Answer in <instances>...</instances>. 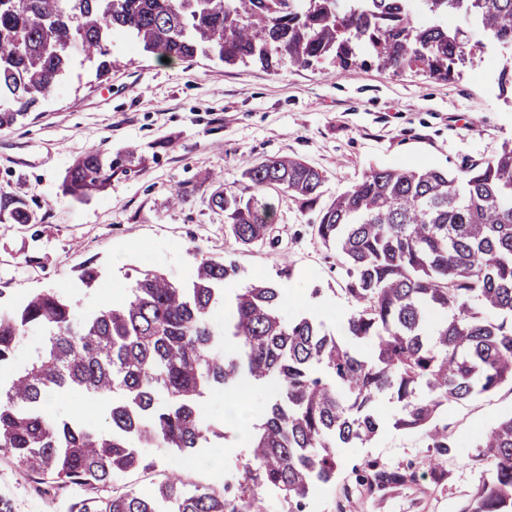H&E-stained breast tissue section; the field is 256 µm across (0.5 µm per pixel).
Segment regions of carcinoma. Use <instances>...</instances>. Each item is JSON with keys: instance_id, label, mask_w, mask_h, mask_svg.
<instances>
[{"instance_id": "obj_1", "label": "carcinoma", "mask_w": 512, "mask_h": 512, "mask_svg": "<svg viewBox=\"0 0 512 512\" xmlns=\"http://www.w3.org/2000/svg\"><path fill=\"white\" fill-rule=\"evenodd\" d=\"M363 2L0 0V128L37 108L77 62L108 75L115 33L160 61L204 55L269 72L286 61L331 62L434 80L473 67L489 39L509 51L498 85L512 86V0H421L429 23L412 20L396 0ZM450 16L477 26L451 29ZM135 163L134 145L116 155L88 150L67 168L63 193L78 201L102 194ZM243 178L247 197L213 177L208 207L244 246L276 239L269 195L307 211L324 193L322 173L298 158H264ZM313 231L346 268L354 311L341 335L311 316L283 320L281 288L257 281L235 295L228 327L241 349L224 356L211 315L239 269L222 259L201 260L185 285L146 271L124 299L81 315L53 289L0 302V368L29 330L44 336L37 359L0 386V456L37 476L44 494L81 490L70 512H259L256 489L268 485L283 491L288 512H303L317 488L336 481V449L379 433L374 402L384 392L402 404L395 428L425 430L431 447L448 451L439 414L512 384V143L451 172L372 167L319 208ZM356 342L373 355H361ZM244 378L273 380L279 392L234 497L188 490L178 470L149 493H107L114 475L152 467L140 449L187 458L218 435L199 398L238 389ZM58 391L110 402L109 429L48 414L45 401ZM479 447L491 467L460 512H512V415Z\"/></svg>"}]
</instances>
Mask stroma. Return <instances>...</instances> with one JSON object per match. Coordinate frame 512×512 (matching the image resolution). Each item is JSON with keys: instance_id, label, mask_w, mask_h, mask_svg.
<instances>
[{"instance_id": "obj_1", "label": "stroma", "mask_w": 512, "mask_h": 512, "mask_svg": "<svg viewBox=\"0 0 512 512\" xmlns=\"http://www.w3.org/2000/svg\"><path fill=\"white\" fill-rule=\"evenodd\" d=\"M112 50L118 66L108 81L98 80L91 67H75L36 111L0 129L1 298L20 301L55 288L83 313L124 298L141 273L185 282L200 259L227 258L240 275L224 287L216 325L227 322L240 288L260 278L282 289L284 320L312 316L338 334L352 308L333 252L314 235L315 212L273 197L279 245L243 247L225 235L207 206L208 174L237 184L258 160L289 155L322 171L324 194L331 197L371 167L453 169L465 160H489L512 141V103L500 97L496 78L480 63L437 81L334 63L319 71L286 63L274 73L202 56L164 63L131 56L119 41ZM131 143L146 157L134 172L114 177L103 195L86 202L62 195L63 176L77 155L118 152ZM179 183L193 195L174 208L168 196ZM18 206L30 223L14 221ZM88 261L101 270L91 288L79 279ZM200 404L207 422L223 426V437L186 459L144 449L152 468L115 475L113 487L149 492L175 466L188 485L218 490L226 472L242 474L250 432L229 421L223 392L205 393ZM376 411L385 428L368 444L337 449L336 481L310 503V512H460L487 468L477 459L479 438L512 414V385L441 414L450 444L442 456L424 432L393 428L401 407L390 396L377 400ZM370 461L410 479L386 497L356 492L355 472ZM0 494L13 500L15 512H68L75 496L70 488L40 495L34 476L1 457Z\"/></svg>"}]
</instances>
